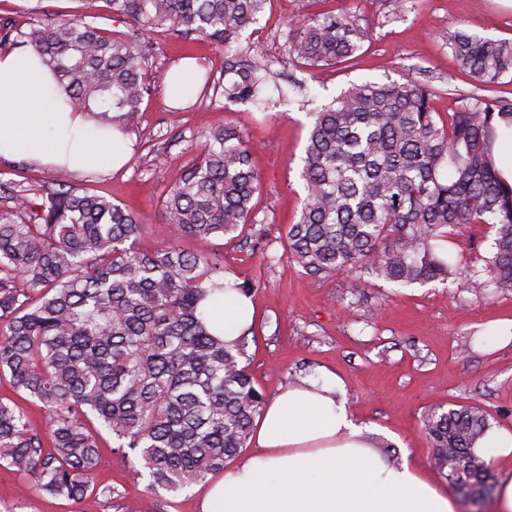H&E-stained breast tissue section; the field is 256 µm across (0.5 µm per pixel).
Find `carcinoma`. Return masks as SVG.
Masks as SVG:
<instances>
[{
  "mask_svg": "<svg viewBox=\"0 0 512 512\" xmlns=\"http://www.w3.org/2000/svg\"><path fill=\"white\" fill-rule=\"evenodd\" d=\"M97 19L60 14L20 25L0 13V45L29 46L71 104L123 133L152 95L145 69L158 37L194 31L222 45L257 22L265 0H100ZM121 21L111 30L98 20ZM366 29L344 9L288 24L287 54L309 68L347 61ZM448 44L483 91L512 82V40L461 30ZM270 65L257 54L224 59L212 100L258 105ZM429 86L352 83L311 113L302 157L299 219L287 225L288 262L311 277L351 274L353 287L451 283L448 229L484 224L491 251L474 288L512 289V183L497 167L498 129H512V99L471 95L444 123ZM195 160L159 201L174 237L235 239L259 224L260 175L248 135L224 123L202 128ZM0 381L48 418L39 431L15 400L0 399V468L22 478L21 495L104 501L95 481L100 443L136 452L154 493H178L219 475L247 446L266 403L242 364L244 340L208 330L200 304L226 288L224 265L175 246L148 252L138 213L55 176L54 188L0 183ZM424 428L448 482L487 487L474 455L490 428L475 405L432 410Z\"/></svg>",
  "mask_w": 512,
  "mask_h": 512,
  "instance_id": "cac0c4a2",
  "label": "carcinoma"
}]
</instances>
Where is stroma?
<instances>
[{
	"label": "stroma",
	"instance_id": "35a3bbf8",
	"mask_svg": "<svg viewBox=\"0 0 512 512\" xmlns=\"http://www.w3.org/2000/svg\"><path fill=\"white\" fill-rule=\"evenodd\" d=\"M345 8L369 30L356 58L312 72L288 57L289 22ZM457 29L512 40V0H268L258 23L224 46L195 33L162 37V51L148 70L153 94L129 134L131 161L120 170L91 171L71 182L139 212L145 222L143 249L174 245L204 251L223 261L231 280L255 284L256 314L243 362L266 397L323 371L336 373L353 419L378 451L432 477L456 499L458 512H492L487 505L475 509L449 485L434 465L435 450L422 427L429 410L472 404L487 412L491 426L512 430V342L498 348L481 337L500 321H512V292L489 293L470 284L471 270L482 266L489 251L485 227L472 225L452 236L457 270L447 286L381 283L356 293L348 273L314 278L281 257L282 235L298 219L304 197L300 170L309 112L353 82L415 79L429 86L433 111L447 120L460 98L473 91L448 47V34ZM248 46L264 55L272 70L265 87L268 109L214 103L206 94L190 108L168 105L167 79L181 58H197L203 72L220 76L225 54ZM297 80L305 81L308 95L292 91ZM206 122L236 126L256 147L258 208L265 221L232 241L176 239L158 217L160 198L194 156L189 141ZM267 252L279 255V262L264 261ZM102 455L99 478L117 490L111 503L92 496L79 503L20 498L18 478L0 469V512H200L199 486L157 497L135 474L134 456L113 452L108 440Z\"/></svg>",
	"mask_w": 512,
	"mask_h": 512
}]
</instances>
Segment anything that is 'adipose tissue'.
Returning a JSON list of instances; mask_svg holds the SVG:
<instances>
[{"label": "adipose tissue", "mask_w": 512, "mask_h": 512, "mask_svg": "<svg viewBox=\"0 0 512 512\" xmlns=\"http://www.w3.org/2000/svg\"><path fill=\"white\" fill-rule=\"evenodd\" d=\"M131 157L130 139L75 109L37 54L0 53V158L78 175ZM201 307L209 331L229 344L254 318L251 299L232 290ZM255 444L204 486L200 512H456L417 468L373 449L333 373L270 399Z\"/></svg>", "instance_id": "adipose-tissue-1"}]
</instances>
